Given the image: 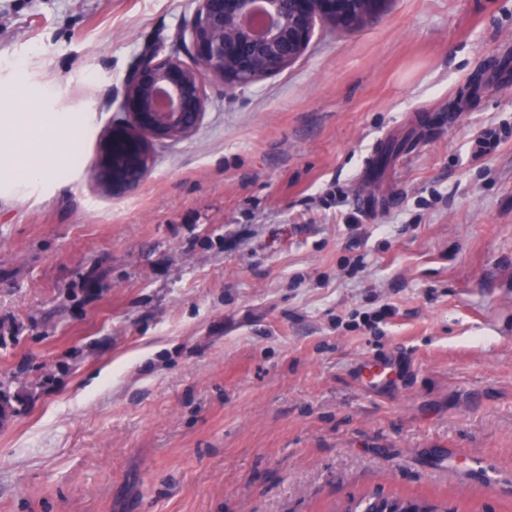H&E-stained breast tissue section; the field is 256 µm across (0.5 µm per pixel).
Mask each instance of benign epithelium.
<instances>
[{"label": "benign epithelium", "mask_w": 512, "mask_h": 512, "mask_svg": "<svg viewBox=\"0 0 512 512\" xmlns=\"http://www.w3.org/2000/svg\"><path fill=\"white\" fill-rule=\"evenodd\" d=\"M389 0H196L186 50L193 65L173 55H144L126 80L122 110L99 146L94 178L111 195L139 186L151 145L191 132L205 105V81L244 86L294 63L315 22L342 32L385 12Z\"/></svg>", "instance_id": "obj_1"}]
</instances>
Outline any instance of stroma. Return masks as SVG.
<instances>
[{"instance_id": "1", "label": "stroma", "mask_w": 512, "mask_h": 512, "mask_svg": "<svg viewBox=\"0 0 512 512\" xmlns=\"http://www.w3.org/2000/svg\"><path fill=\"white\" fill-rule=\"evenodd\" d=\"M194 0H0V512H512V0H391L103 194L97 146ZM391 373L372 384L367 368ZM65 121L48 122L43 113L31 112L11 130V139L18 149L32 143H45L53 140L66 126ZM406 504L416 506L419 511L415 512H455V509H448V503H433L428 499H418L412 497H392L383 498L380 496L367 498L365 507L368 511L362 512H386L385 509L389 508V512H405L400 511Z\"/></svg>"}]
</instances>
